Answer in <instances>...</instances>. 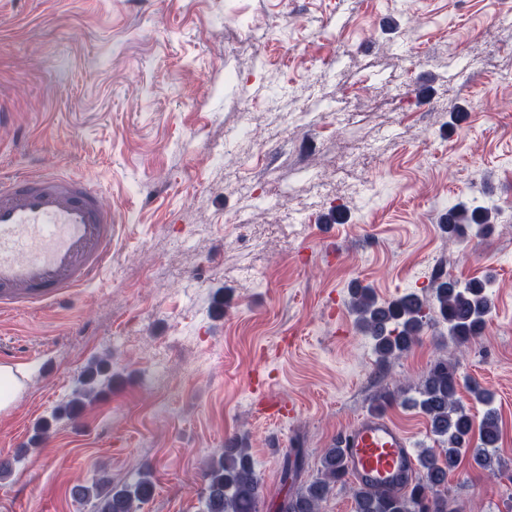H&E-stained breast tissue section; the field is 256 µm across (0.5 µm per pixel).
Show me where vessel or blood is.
<instances>
[{"label":"vessel or blood","instance_id":"1","mask_svg":"<svg viewBox=\"0 0 512 512\" xmlns=\"http://www.w3.org/2000/svg\"><path fill=\"white\" fill-rule=\"evenodd\" d=\"M118 227L100 186L51 170L0 176V313L75 299L112 265ZM337 442L350 475L378 491L400 488L415 460L405 434L373 413Z\"/></svg>","mask_w":512,"mask_h":512}]
</instances>
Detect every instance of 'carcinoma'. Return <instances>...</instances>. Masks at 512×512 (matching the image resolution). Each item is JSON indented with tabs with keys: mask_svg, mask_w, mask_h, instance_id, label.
<instances>
[{
	"mask_svg": "<svg viewBox=\"0 0 512 512\" xmlns=\"http://www.w3.org/2000/svg\"><path fill=\"white\" fill-rule=\"evenodd\" d=\"M442 228L448 237L462 240L485 236L493 228L488 211L465 204L448 209ZM490 281L474 279L461 284L437 271L430 293H408L391 301L378 299L373 289L355 285L348 302L361 332L372 338L378 363L387 367L407 354L420 340L425 327L437 317L448 327V338L464 352L479 336L491 316L488 294ZM103 369L88 370L72 405L81 406L96 393ZM457 366L436 360L419 388L417 405L428 417L430 431L438 447L424 448L417 457V471L398 491H375L361 485L352 488L355 512H453L448 501V475L454 472L464 455L487 471L495 472L490 449L500 439L494 412L486 411L481 420L466 408L459 397ZM404 405L403 388L387 390L372 401V408L383 412L392 404ZM318 475L298 484L303 468L300 452L294 460H284L280 481L292 492L279 512H320L321 504L346 482L348 475L341 449H324ZM206 481L203 512H260L262 488L250 448L244 440L224 445V453L211 459L203 473ZM77 496L94 500L95 512H139L154 493L147 472L131 482L111 484L95 481L76 488Z\"/></svg>",
	"mask_w": 512,
	"mask_h": 512,
	"instance_id": "cac0c4a2",
	"label": "carcinoma"
}]
</instances>
